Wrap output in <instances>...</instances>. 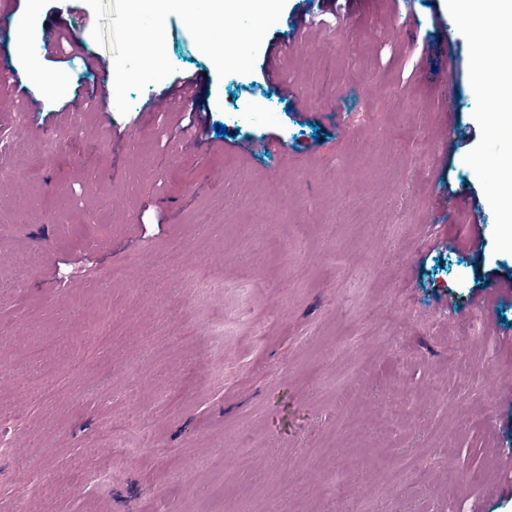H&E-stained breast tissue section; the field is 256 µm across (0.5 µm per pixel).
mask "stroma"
I'll return each instance as SVG.
<instances>
[{
	"mask_svg": "<svg viewBox=\"0 0 512 512\" xmlns=\"http://www.w3.org/2000/svg\"><path fill=\"white\" fill-rule=\"evenodd\" d=\"M334 7L265 36L291 99L168 17L122 115L85 0H8L0 512H512V102L487 122L453 0ZM75 15L102 71L43 49ZM199 73L189 140L148 103Z\"/></svg>",
	"mask_w": 512,
	"mask_h": 512,
	"instance_id": "35a3bbf8",
	"label": "stroma"
}]
</instances>
